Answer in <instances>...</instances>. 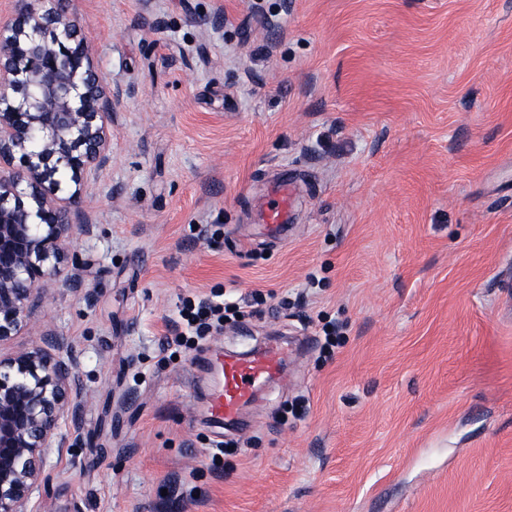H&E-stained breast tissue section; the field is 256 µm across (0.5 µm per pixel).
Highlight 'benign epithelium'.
I'll use <instances>...</instances> for the list:
<instances>
[{
	"mask_svg": "<svg viewBox=\"0 0 512 512\" xmlns=\"http://www.w3.org/2000/svg\"><path fill=\"white\" fill-rule=\"evenodd\" d=\"M0 9V346L32 328L45 289L78 292L86 263L69 253L95 225L80 203L111 163L120 94L102 83L79 37L75 0H10ZM76 183L67 197L62 185ZM68 337L0 354V512L32 507L49 454L77 446L63 424L87 396Z\"/></svg>",
	"mask_w": 512,
	"mask_h": 512,
	"instance_id": "obj_1",
	"label": "benign epithelium"
}]
</instances>
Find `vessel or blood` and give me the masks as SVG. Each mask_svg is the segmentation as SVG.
Returning a JSON list of instances; mask_svg holds the SVG:
<instances>
[{
    "mask_svg": "<svg viewBox=\"0 0 512 512\" xmlns=\"http://www.w3.org/2000/svg\"><path fill=\"white\" fill-rule=\"evenodd\" d=\"M276 195L277 201L268 212V222L277 230L287 226L290 219V185H278ZM283 360L284 352L278 346L225 357L221 364L223 384L212 394L208 404L211 417L221 423L235 420L240 408L256 398L261 386L280 373Z\"/></svg>",
    "mask_w": 512,
    "mask_h": 512,
    "instance_id": "vessel-or-blood-1",
    "label": "vessel or blood"
}]
</instances>
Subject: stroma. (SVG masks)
I'll return each mask as SVG.
<instances>
[{
    "mask_svg": "<svg viewBox=\"0 0 512 512\" xmlns=\"http://www.w3.org/2000/svg\"><path fill=\"white\" fill-rule=\"evenodd\" d=\"M77 16L122 105L73 243L85 288L35 310L89 395L46 464L52 512H512V0ZM283 177L278 236L260 208ZM213 291L241 316L159 351ZM273 341L282 377L216 423L214 366Z\"/></svg>",
    "mask_w": 512,
    "mask_h": 512,
    "instance_id": "1",
    "label": "stroma"
}]
</instances>
